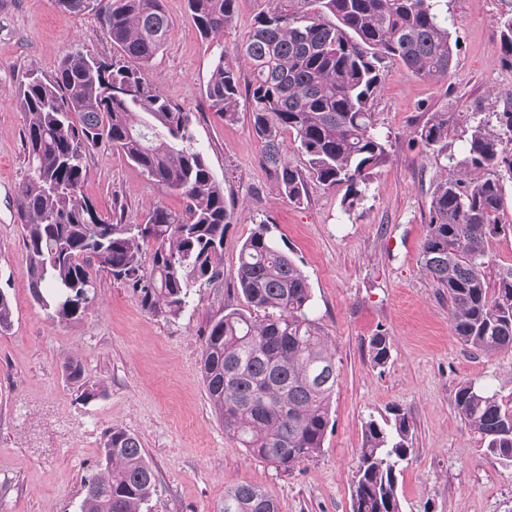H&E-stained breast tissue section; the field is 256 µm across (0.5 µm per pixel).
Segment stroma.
Masks as SVG:
<instances>
[{"label": "stroma", "mask_w": 512, "mask_h": 512, "mask_svg": "<svg viewBox=\"0 0 512 512\" xmlns=\"http://www.w3.org/2000/svg\"><path fill=\"white\" fill-rule=\"evenodd\" d=\"M271 4L238 0L232 26L205 39L186 0H164L172 29L148 72L166 99L191 113L195 142L236 203L224 233L223 281L172 319L144 312L131 290L100 272L94 303L80 320L60 323L29 288L17 214L29 171L15 88L28 70L53 75L66 51L109 57L114 49L94 13L63 11L56 0H0V289L12 308L10 326L0 330V512H81L83 479L114 427L139 437L157 474L158 490L140 512H221L225 491L244 482L270 493L280 512H351L362 424L394 407L413 424L412 459L399 479L403 512H512V467L482 451L452 406L465 380L512 394V355L473 352L451 333L448 292L422 271L419 254L433 184L457 171L410 143L425 112H467L477 103L491 112L498 92L512 89L496 27L512 0H447L448 28L459 41L447 80L389 67L373 110L392 136V159L351 212L340 187L310 185L299 206L278 196L248 112L228 123L207 107L214 59L246 39L254 16ZM86 166L81 191L104 216L139 224L153 206H183L121 154L92 151ZM266 220L307 275L314 314L341 368L323 451L290 472L225 434L201 369L210 319L241 303L233 289L240 248ZM380 329L392 344L382 370L368 353ZM70 357L99 397L83 400L67 380Z\"/></svg>", "instance_id": "35a3bbf8"}]
</instances>
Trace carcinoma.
I'll return each mask as SVG.
<instances>
[{
    "mask_svg": "<svg viewBox=\"0 0 512 512\" xmlns=\"http://www.w3.org/2000/svg\"><path fill=\"white\" fill-rule=\"evenodd\" d=\"M73 14L96 13L116 53L67 52L52 77L27 75L16 92L31 173L17 190L18 216L35 300L60 323L79 318L95 297L93 271L123 282L151 315L178 318L201 289L224 278V232L235 205L226 199L191 116L157 90L147 72L172 21L163 0H55ZM436 0H277L260 12L247 39L222 53L206 85L211 111L235 119L240 99L262 144L260 163L275 189L299 206L308 181L345 187L342 206L356 209L376 170L390 160V136L377 129L372 102L390 62L432 81L448 77L457 42ZM237 0H187L200 34L231 26ZM502 62L512 68V15L498 19ZM250 80L241 83L239 63ZM499 107L471 113L467 148L448 153L454 113L436 110L414 140L462 170L434 184L421 267L448 290L454 338L486 355L512 352V266L488 281L490 245L512 235L501 215L512 198V90ZM293 136L288 144L284 134ZM116 150L141 172L182 197L184 208L155 206L140 224L104 217L83 196L92 150ZM303 158L300 168L288 149ZM244 305L212 319L202 373L224 432L276 470L290 471L324 448L340 369L327 334L311 315L312 291L298 263L261 222L242 244L235 281ZM373 367L391 356L389 337L368 342ZM67 379L92 400L81 364ZM453 407L483 451L512 466V397L471 380ZM362 425L352 512H402L399 477L413 453L408 416ZM157 478L137 436L110 429L84 480L82 512H139ZM222 512H279L266 491L241 483L224 493Z\"/></svg>",
    "mask_w": 512,
    "mask_h": 512,
    "instance_id": "carcinoma-1",
    "label": "carcinoma"
}]
</instances>
